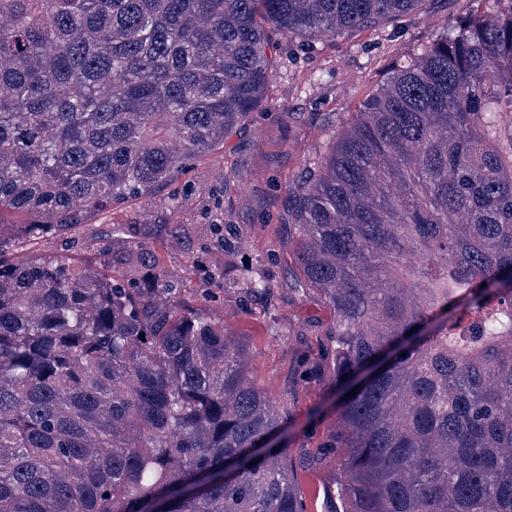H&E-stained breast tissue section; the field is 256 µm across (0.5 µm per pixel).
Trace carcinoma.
I'll return each mask as SVG.
<instances>
[{
  "instance_id": "1",
  "label": "carcinoma",
  "mask_w": 512,
  "mask_h": 512,
  "mask_svg": "<svg viewBox=\"0 0 512 512\" xmlns=\"http://www.w3.org/2000/svg\"><path fill=\"white\" fill-rule=\"evenodd\" d=\"M422 2L0 0V512H306L289 413L209 293L185 305L138 242L97 267L18 250L224 144L262 101L269 32ZM288 205L334 314L329 512H512V7L393 70Z\"/></svg>"
}]
</instances>
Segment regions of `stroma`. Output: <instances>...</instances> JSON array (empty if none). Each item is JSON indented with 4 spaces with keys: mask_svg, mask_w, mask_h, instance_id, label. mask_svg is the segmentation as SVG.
Listing matches in <instances>:
<instances>
[{
    "mask_svg": "<svg viewBox=\"0 0 512 512\" xmlns=\"http://www.w3.org/2000/svg\"><path fill=\"white\" fill-rule=\"evenodd\" d=\"M476 7V0H423L409 15L308 47L279 34L280 59L268 76L261 107L225 137L223 147L195 161L173 183L155 186L150 196L131 198L91 223L30 247L34 253L92 263L98 259L96 247L116 237L155 245L181 299L190 305L200 283L189 260L213 262L210 311L249 344L257 383L291 416L288 455L306 512H326L333 492L334 461L321 456L318 447L336 421V393L320 379L303 377L301 367L320 363L323 332L333 312L301 281L287 188L395 67ZM182 187L190 201L168 211L174 190ZM164 217L179 225L178 241L159 242L157 222ZM243 266L270 282L272 292H246L238 276Z\"/></svg>",
    "mask_w": 512,
    "mask_h": 512,
    "instance_id": "35a3bbf8",
    "label": "stroma"
}]
</instances>
